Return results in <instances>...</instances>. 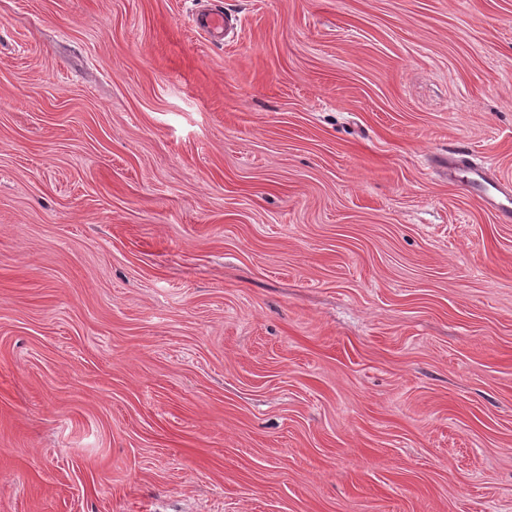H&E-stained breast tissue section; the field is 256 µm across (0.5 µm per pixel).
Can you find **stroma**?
<instances>
[{
    "label": "stroma",
    "instance_id": "1",
    "mask_svg": "<svg viewBox=\"0 0 512 512\" xmlns=\"http://www.w3.org/2000/svg\"><path fill=\"white\" fill-rule=\"evenodd\" d=\"M448 156L512 192V0H0V512H512Z\"/></svg>",
    "mask_w": 512,
    "mask_h": 512
}]
</instances>
